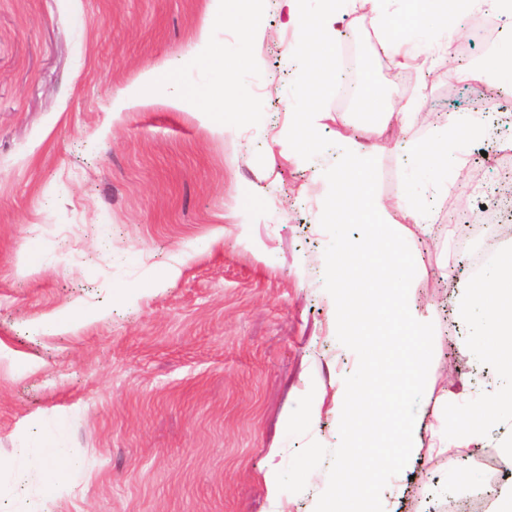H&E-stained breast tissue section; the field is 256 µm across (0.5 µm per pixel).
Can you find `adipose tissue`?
<instances>
[{
    "label": "adipose tissue",
    "instance_id": "1",
    "mask_svg": "<svg viewBox=\"0 0 512 512\" xmlns=\"http://www.w3.org/2000/svg\"><path fill=\"white\" fill-rule=\"evenodd\" d=\"M361 0H285L290 11L311 19L312 28L304 29L293 52L310 57L312 51L327 54L337 36L341 19L355 11ZM375 13L384 43H400L396 65H406L427 48L425 35L430 27L446 25V16L427 10L423 0H397L396 10H389L388 0H362ZM500 259L486 264L479 272L487 288L485 298L468 297L461 311L475 320L477 343L486 350L501 375L509 380L494 401L500 418L512 422V245L500 251Z\"/></svg>",
    "mask_w": 512,
    "mask_h": 512
}]
</instances>
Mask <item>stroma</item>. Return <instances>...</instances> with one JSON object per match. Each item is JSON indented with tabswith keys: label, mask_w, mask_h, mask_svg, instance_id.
<instances>
[{
	"label": "stroma",
	"mask_w": 512,
	"mask_h": 512,
	"mask_svg": "<svg viewBox=\"0 0 512 512\" xmlns=\"http://www.w3.org/2000/svg\"><path fill=\"white\" fill-rule=\"evenodd\" d=\"M253 16L254 55L204 63ZM301 28L282 0H235L224 16L214 0H0V512H314L327 466L275 498L264 475L310 441L335 448L336 389L358 366L321 287L324 173L342 136L377 145L376 196L397 206L406 144L433 130L345 107L340 75L371 68L394 113L418 102L430 116L487 118L512 78L473 69L487 53L512 56V16L471 14L459 45L434 26L403 84L385 70L373 12L342 19L333 54L306 63L288 52ZM151 66L172 83L133 97ZM225 67L236 106L220 124L183 96L216 88ZM301 91L303 112L289 110ZM309 112L325 118L309 125ZM510 142L512 119L492 124L465 149L471 179L454 172L447 192L425 190L432 229L405 226L422 270L416 305L435 326L419 412L447 427L462 382L483 422L473 446L419 448L384 489L385 512H490L512 487L499 448L512 427L492 407L500 381L458 315L473 255L512 241V158L491 167L481 154ZM461 197L497 208L499 223H449ZM213 236L219 246L201 250ZM75 307L46 334L45 320ZM45 437L63 456L31 465L22 450Z\"/></svg>",
	"instance_id": "1"
}]
</instances>
